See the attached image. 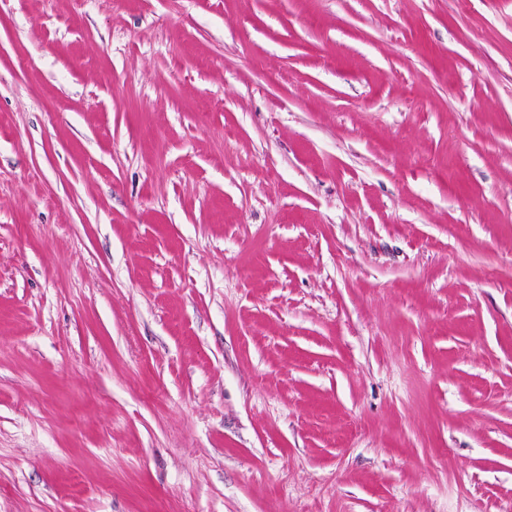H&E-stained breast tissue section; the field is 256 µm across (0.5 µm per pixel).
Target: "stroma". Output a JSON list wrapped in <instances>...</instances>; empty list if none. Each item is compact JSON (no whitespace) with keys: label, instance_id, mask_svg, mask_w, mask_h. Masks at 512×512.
<instances>
[{"label":"stroma","instance_id":"1","mask_svg":"<svg viewBox=\"0 0 512 512\" xmlns=\"http://www.w3.org/2000/svg\"><path fill=\"white\" fill-rule=\"evenodd\" d=\"M0 512H512V0H0Z\"/></svg>","mask_w":512,"mask_h":512}]
</instances>
